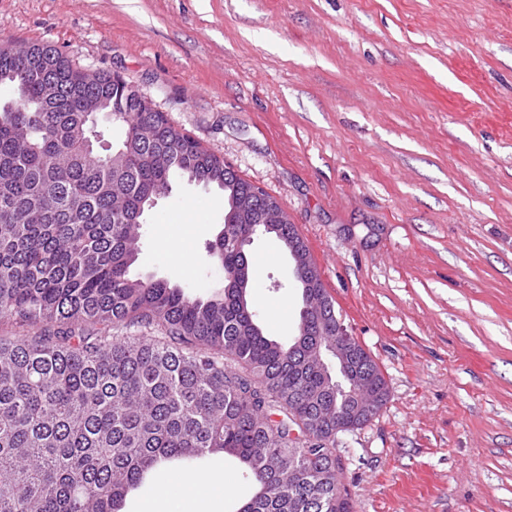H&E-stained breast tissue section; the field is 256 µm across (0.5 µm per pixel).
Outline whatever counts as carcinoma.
I'll return each instance as SVG.
<instances>
[{"mask_svg":"<svg viewBox=\"0 0 512 512\" xmlns=\"http://www.w3.org/2000/svg\"><path fill=\"white\" fill-rule=\"evenodd\" d=\"M2 85L14 97L0 107V319L26 335L0 337V512H120L146 475L217 453L255 487L237 512H354L336 447L371 418L353 413L326 289L302 297L320 310L298 343L265 335L229 291L228 276L251 267L236 227L209 244L226 279L206 298L131 275L140 224L127 214L147 192L171 193L174 173L217 186L226 213L234 195L252 198L241 223L306 247L275 223L276 200L121 77L88 80L51 45L1 42ZM83 98L126 113L125 159L83 149ZM353 353L378 410L387 380L362 345Z\"/></svg>","mask_w":512,"mask_h":512,"instance_id":"obj_1","label":"carcinoma"}]
</instances>
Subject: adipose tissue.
<instances>
[{
    "label": "adipose tissue",
    "mask_w": 512,
    "mask_h": 512,
    "mask_svg": "<svg viewBox=\"0 0 512 512\" xmlns=\"http://www.w3.org/2000/svg\"><path fill=\"white\" fill-rule=\"evenodd\" d=\"M178 491L182 512H223L224 476L220 473H185L175 487L160 486L156 494L140 506V512H168L169 495Z\"/></svg>",
    "instance_id": "1"
}]
</instances>
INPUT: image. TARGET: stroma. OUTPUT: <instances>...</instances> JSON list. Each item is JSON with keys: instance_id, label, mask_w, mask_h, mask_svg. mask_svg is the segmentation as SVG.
Here are the masks:
<instances>
[{"instance_id": "35a3bbf8", "label": "stroma", "mask_w": 512, "mask_h": 512, "mask_svg": "<svg viewBox=\"0 0 512 512\" xmlns=\"http://www.w3.org/2000/svg\"><path fill=\"white\" fill-rule=\"evenodd\" d=\"M8 40L119 74L278 200L388 381L341 451L356 512H512V0H0ZM223 225L174 178L132 275L207 296ZM248 256L291 337V258Z\"/></svg>"}]
</instances>
